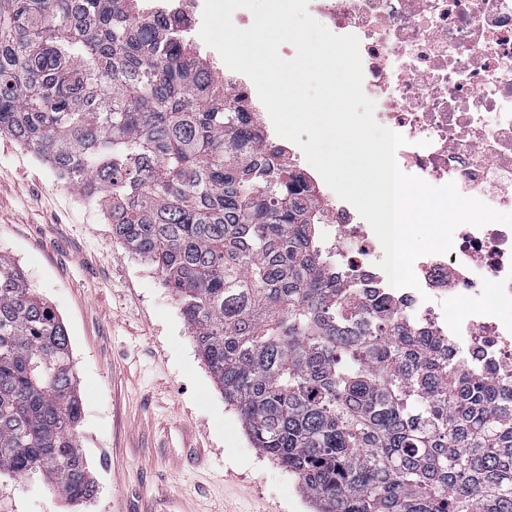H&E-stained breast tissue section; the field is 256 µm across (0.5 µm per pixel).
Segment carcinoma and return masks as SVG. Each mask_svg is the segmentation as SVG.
Masks as SVG:
<instances>
[{
    "label": "carcinoma",
    "instance_id": "1",
    "mask_svg": "<svg viewBox=\"0 0 512 512\" xmlns=\"http://www.w3.org/2000/svg\"><path fill=\"white\" fill-rule=\"evenodd\" d=\"M156 265L265 455L317 512H512V369L354 303L322 272L324 210L243 98L135 0H0V134ZM71 346L0 255V474L97 492Z\"/></svg>",
    "mask_w": 512,
    "mask_h": 512
}]
</instances>
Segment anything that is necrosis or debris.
Listing matches in <instances>:
<instances>
[{
    "mask_svg": "<svg viewBox=\"0 0 512 512\" xmlns=\"http://www.w3.org/2000/svg\"><path fill=\"white\" fill-rule=\"evenodd\" d=\"M203 7L140 0L144 15L187 17V37ZM308 11L332 33L358 37L374 117L407 139L396 153L403 172L512 211V0H308ZM326 215L323 269L354 284L358 301H385L481 377L512 364V320L501 315L512 304V227H457L451 252L415 261L419 289H396L357 210L336 197Z\"/></svg>",
    "mask_w": 512,
    "mask_h": 512,
    "instance_id": "4bbe7bcc",
    "label": "necrosis or debris"
}]
</instances>
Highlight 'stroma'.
<instances>
[{
	"label": "stroma",
	"mask_w": 512,
	"mask_h": 512,
	"mask_svg": "<svg viewBox=\"0 0 512 512\" xmlns=\"http://www.w3.org/2000/svg\"><path fill=\"white\" fill-rule=\"evenodd\" d=\"M0 255L67 329L98 486L74 508L40 477L1 475L0 512H314L297 479L253 447L156 267L4 134Z\"/></svg>",
	"instance_id": "1"
}]
</instances>
